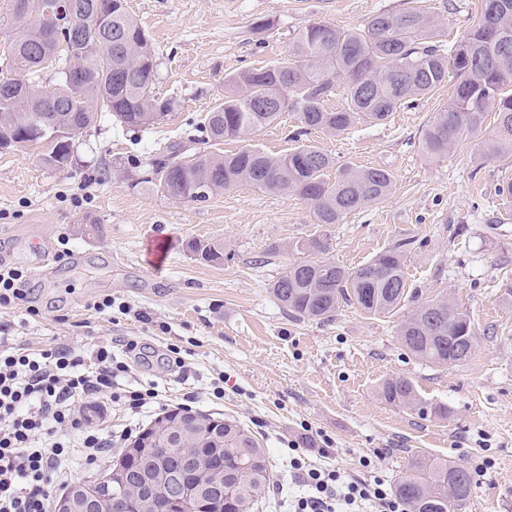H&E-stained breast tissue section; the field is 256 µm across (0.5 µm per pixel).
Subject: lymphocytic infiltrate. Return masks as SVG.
<instances>
[{
	"instance_id": "obj_1",
	"label": "lymphocytic infiltrate",
	"mask_w": 512,
	"mask_h": 512,
	"mask_svg": "<svg viewBox=\"0 0 512 512\" xmlns=\"http://www.w3.org/2000/svg\"><path fill=\"white\" fill-rule=\"evenodd\" d=\"M130 373L107 346L88 361L63 342L0 336V512H51L54 492L77 469L96 467L132 436V426L118 430L82 414L101 395L129 418L157 404L156 388H126ZM288 446L303 487L292 512H406L385 479L308 467L298 442Z\"/></svg>"
}]
</instances>
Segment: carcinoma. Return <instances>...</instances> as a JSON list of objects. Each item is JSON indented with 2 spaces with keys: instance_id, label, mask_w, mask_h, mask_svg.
Listing matches in <instances>:
<instances>
[{
  "instance_id": "obj_1",
  "label": "carcinoma",
  "mask_w": 512,
  "mask_h": 512,
  "mask_svg": "<svg viewBox=\"0 0 512 512\" xmlns=\"http://www.w3.org/2000/svg\"><path fill=\"white\" fill-rule=\"evenodd\" d=\"M14 25L3 47L6 71L0 74V138L10 147L45 143L43 161L58 168L73 162L75 136L108 113L121 126L142 129L156 124L178 102L153 95L159 56L148 32L129 10L127 0H66L74 32L59 40L56 31L29 19L28 0H7ZM438 31L421 11L380 13L358 29L314 22L291 39L287 56L271 65L237 72L224 82V98L204 118L209 139L249 141L285 114L295 117L297 146L273 157L249 145L220 155L191 151L189 143H168L150 160L153 186L187 202H205L192 187L208 182L211 193L241 184L271 192H292L313 208L319 224H338L358 208L386 199L393 179L381 168L345 166L328 177L334 160L301 141L311 130L344 132L355 123L380 124L418 96L451 82L454 93L436 113L421 141L429 158L448 155L463 137L482 128L487 107L497 112L494 137L482 157L512 153V0H484L479 19L462 38L446 49ZM82 78L72 79V66ZM51 73L52 89L38 90L37 81ZM48 95L55 100L52 116L60 125L75 124L70 135L44 142L32 134V107ZM343 96L345 102L330 106ZM309 258L288 265L270 287L275 301L298 319L324 321L341 304L354 305L373 316L392 315L409 300L403 245L397 244L355 270L322 258L328 238L315 236L300 245ZM195 250L218 262L224 244L211 242ZM398 335L406 350L433 366L465 364L477 345L469 316L446 296L414 306ZM381 399L408 408L421 417L448 416V407L427 404L413 382L392 376L379 384ZM221 448H191L183 485L207 512H253L266 498L273 475L265 449L254 435L234 421L224 431L208 433ZM176 458L152 453L139 456L128 469L127 481L136 496L127 504L148 500L154 512H172V493L155 481L159 467L175 468ZM472 488L463 466L420 457L409 474L394 485L407 512H463Z\"/></svg>"
}]
</instances>
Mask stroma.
<instances>
[{
    "instance_id": "stroma-1",
    "label": "stroma",
    "mask_w": 512,
    "mask_h": 512,
    "mask_svg": "<svg viewBox=\"0 0 512 512\" xmlns=\"http://www.w3.org/2000/svg\"><path fill=\"white\" fill-rule=\"evenodd\" d=\"M414 3L447 47L481 10V0H128L159 52L154 91L177 108L139 131L103 116L79 134L77 156L63 170L45 165L37 145L0 152V257L28 273L24 304L0 308V327L87 356L119 338L160 352L181 347L183 367L135 365L132 385L154 383L169 397L138 427L190 394L191 410L250 430L276 483L259 512L283 508L292 438L313 464L363 477L368 459L392 482L410 473L418 454L465 463L473 479L465 512H512V202L497 192L512 181V154L480 155L495 114L439 159L422 152L421 139L450 99L449 84L384 124L311 131L307 142L336 167L382 168L393 179L385 200L328 226L292 193L242 185L193 203L141 181L149 159L172 141L237 151L239 142L214 146L202 131L225 77L283 58L309 22L359 28ZM264 20L269 29L257 30ZM322 233L328 260L348 268L408 242V288L419 302L451 295L477 330L473 358L447 367L413 358L398 336L402 310L370 318L344 305L324 322L289 317L269 288L302 259L300 243ZM217 240L221 262L194 250ZM106 299L114 308H103ZM393 375L412 379L427 402L446 404L447 418L422 419L382 401L377 387ZM218 379L220 401L208 394ZM319 432L334 448L319 452Z\"/></svg>"
}]
</instances>
